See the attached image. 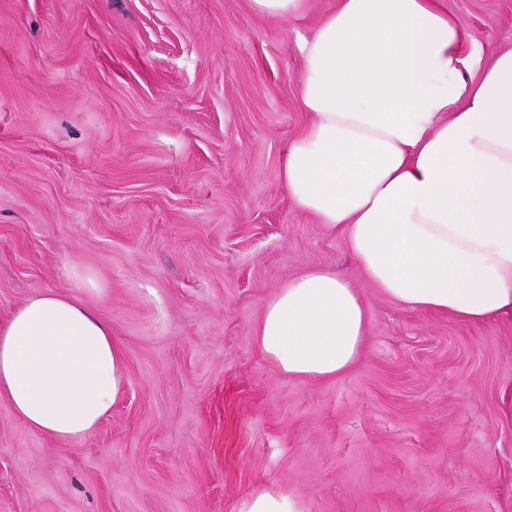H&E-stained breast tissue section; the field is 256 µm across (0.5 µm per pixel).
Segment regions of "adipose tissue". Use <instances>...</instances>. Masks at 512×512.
Instances as JSON below:
<instances>
[{"label": "adipose tissue", "mask_w": 512, "mask_h": 512, "mask_svg": "<svg viewBox=\"0 0 512 512\" xmlns=\"http://www.w3.org/2000/svg\"><path fill=\"white\" fill-rule=\"evenodd\" d=\"M465 39L443 0H338L300 47L312 120L281 178L375 288L479 324L512 315V49L487 59ZM367 324L351 279L315 268L265 302L256 343L289 377L332 379ZM127 381L111 326L80 301L46 290L0 321V399L33 430L89 434Z\"/></svg>", "instance_id": "obj_1"}]
</instances>
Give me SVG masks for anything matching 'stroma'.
Returning a JSON list of instances; mask_svg holds the SVG:
<instances>
[{"label": "stroma", "mask_w": 512, "mask_h": 512, "mask_svg": "<svg viewBox=\"0 0 512 512\" xmlns=\"http://www.w3.org/2000/svg\"><path fill=\"white\" fill-rule=\"evenodd\" d=\"M445 4L465 50L512 47V0ZM335 6L0 0V321L76 298L128 376L80 438L0 400V512H236L262 487L300 512H512V317L401 307L282 182L310 121L299 43ZM319 266L353 279L367 336L345 374L300 380L255 324ZM307 0H251L253 8L262 15L280 22H288L299 16Z\"/></svg>", "instance_id": "1"}]
</instances>
